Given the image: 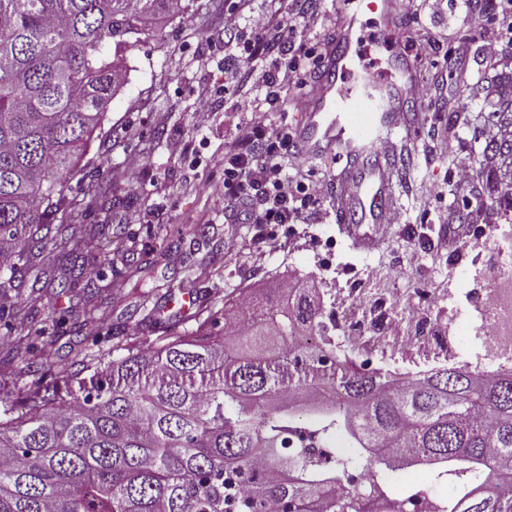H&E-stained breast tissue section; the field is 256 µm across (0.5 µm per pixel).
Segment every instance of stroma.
<instances>
[{
  "label": "stroma",
  "instance_id": "1",
  "mask_svg": "<svg viewBox=\"0 0 512 512\" xmlns=\"http://www.w3.org/2000/svg\"><path fill=\"white\" fill-rule=\"evenodd\" d=\"M182 2L183 16L162 31L150 29L131 46L107 48L125 59L128 81L82 163L84 178L107 187L116 205L84 200L74 182L58 203L62 211L81 204L87 223L112 227L111 243L88 265L108 296L101 332H132L148 315L168 322L188 297L220 301L298 275L313 282L324 304L335 305L338 335L355 327L372 339L374 358L359 355L356 363L412 374L449 363L447 349L433 342L431 332L455 328L462 316L480 321L483 312L468 289L496 286L492 230L512 225V197L489 200L483 213L473 211L472 193L453 178V157L471 156L476 187L512 185V55L494 67H475V84H448L442 96L425 102L410 139L416 152L396 173L397 221L385 225L376 248L365 251L341 231L330 201L322 224L225 223L224 168L216 159L245 115L231 97H216L208 104V127L198 130L192 122L199 107L194 86L224 78V0H211L206 18L195 0ZM361 20L359 64L379 78L387 59L398 54L419 60L425 81L433 67L445 66L447 45L409 51L397 42L403 32L424 24L476 38L461 14L446 11L419 19L401 14L392 22L367 11ZM440 135L447 147L436 146ZM186 143L200 157L198 167L181 158ZM116 167L126 168L124 182L113 180ZM129 210L146 215V223H126ZM34 276V270L21 269V308L0 316V337L35 334L39 345L54 350L53 320L80 310L83 299L75 294L51 303L35 297ZM83 353L84 364L67 379L53 369L0 375V396L15 403L32 391L82 397L112 360L106 343L86 342Z\"/></svg>",
  "mask_w": 512,
  "mask_h": 512
}]
</instances>
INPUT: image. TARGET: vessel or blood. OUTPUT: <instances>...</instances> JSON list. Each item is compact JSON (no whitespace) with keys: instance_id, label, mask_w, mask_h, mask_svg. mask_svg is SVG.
<instances>
[{"instance_id":"b4317fda","label":"vessel or blood","mask_w":512,"mask_h":512,"mask_svg":"<svg viewBox=\"0 0 512 512\" xmlns=\"http://www.w3.org/2000/svg\"><path fill=\"white\" fill-rule=\"evenodd\" d=\"M361 9L339 18L319 72L317 92L295 129L302 156L334 154L343 167L336 176V219L351 238L369 250L379 242L378 226L397 204L388 157L395 139L409 137L410 117L419 110L410 94L418 72L407 64L387 80L354 77V46L362 11L386 20L397 17L394 0H361Z\"/></svg>"}]
</instances>
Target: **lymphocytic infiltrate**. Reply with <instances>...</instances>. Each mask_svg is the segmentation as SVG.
Returning <instances> with one entry per match:
<instances>
[{"instance_id":"f902f5d3","label":"lymphocytic infiltrate","mask_w":512,"mask_h":512,"mask_svg":"<svg viewBox=\"0 0 512 512\" xmlns=\"http://www.w3.org/2000/svg\"><path fill=\"white\" fill-rule=\"evenodd\" d=\"M249 2L238 0L237 7L224 10V31L238 38L234 50L224 56V71L231 80L194 87L201 107L192 121L195 128L207 127L208 102L231 92L247 118L224 145V194L235 203L228 216L244 224H301L321 214L330 182L310 178L298 162L295 130L282 114L289 91L307 87L326 52V42L317 37L325 14L318 0H275L273 9L253 18L250 34L242 40L241 11ZM455 6L479 41L449 38L448 68L436 73L441 81L461 78L475 50L486 63H497L512 30V0H456ZM495 13L502 17V26L491 24Z\"/></svg>"}]
</instances>
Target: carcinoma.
Segmentation results:
<instances>
[{
	"label": "carcinoma",
	"instance_id": "carcinoma-1",
	"mask_svg": "<svg viewBox=\"0 0 512 512\" xmlns=\"http://www.w3.org/2000/svg\"><path fill=\"white\" fill-rule=\"evenodd\" d=\"M174 0H0V311L16 309L18 264L57 299L84 279L110 225L59 223L41 207L81 172L92 134L122 88L108 43L128 44L175 15ZM112 203L99 183L82 188ZM84 292L67 354L21 336L0 353L19 373L78 363L99 320ZM226 329L199 306L153 346L110 336L109 372L83 398L31 392L25 412L0 400V512H405L386 478L410 468L483 482L430 512H512V367L444 365L400 379L355 365L325 334L304 288L224 297ZM144 374L157 378L140 386ZM314 417L304 424L301 418Z\"/></svg>",
	"mask_w": 512,
	"mask_h": 512
}]
</instances>
